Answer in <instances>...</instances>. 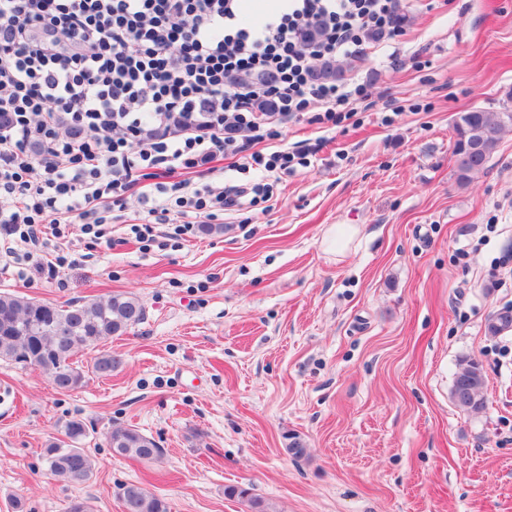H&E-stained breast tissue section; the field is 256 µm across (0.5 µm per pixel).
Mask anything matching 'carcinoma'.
<instances>
[{
    "mask_svg": "<svg viewBox=\"0 0 512 512\" xmlns=\"http://www.w3.org/2000/svg\"><path fill=\"white\" fill-rule=\"evenodd\" d=\"M320 80L338 81L344 68L334 61L315 67ZM512 127V109L489 111L474 107L454 119L455 175L467 184L473 175L486 168L499 145L502 132ZM145 309L140 300L125 294L106 299L74 301L65 305L0 293V361L36 367L47 374L58 389L73 391L84 379L72 358L90 346H97L113 336H120L140 323ZM512 329V307L496 313V322L486 324L492 337ZM122 363L121 358L104 352L96 358L93 370L110 376ZM486 375L474 360L459 362L451 388V398L460 410L478 412L484 407ZM66 440L52 442L44 449L43 460L49 473L72 483L89 480L93 461L78 446L87 437L86 424L72 419L65 425ZM112 453L141 461H151L163 453L151 437L131 426H115L109 435ZM120 496L125 512H168L167 503L149 492L141 483L122 485Z\"/></svg>",
    "mask_w": 512,
    "mask_h": 512,
    "instance_id": "cac0c4a2",
    "label": "carcinoma"
}]
</instances>
